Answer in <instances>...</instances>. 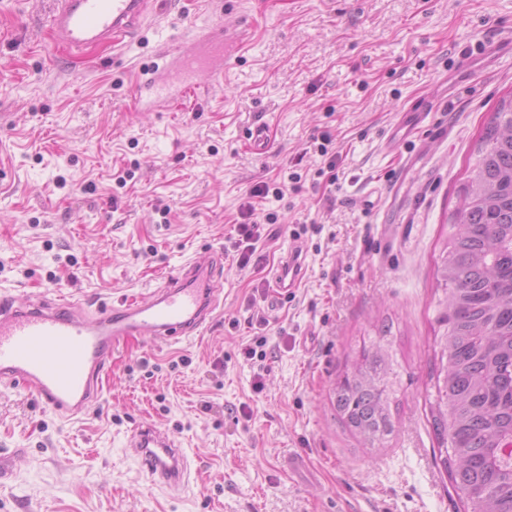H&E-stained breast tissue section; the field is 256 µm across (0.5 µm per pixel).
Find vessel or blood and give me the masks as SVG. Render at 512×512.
I'll use <instances>...</instances> for the list:
<instances>
[{
    "label": "vessel or blood",
    "instance_id": "obj_1",
    "mask_svg": "<svg viewBox=\"0 0 512 512\" xmlns=\"http://www.w3.org/2000/svg\"><path fill=\"white\" fill-rule=\"evenodd\" d=\"M158 8L156 0H54L47 17L52 40L70 51L109 42L120 44ZM248 28L241 18L215 19L180 46L166 50L167 74L149 69L136 87L139 100L167 110L205 90L199 80L223 78L239 57ZM303 249L293 246L275 274V286L288 293L303 276ZM222 254L206 263L190 262L157 287L148 299L120 306H97L82 314L71 300L17 304L0 292V386L33 393L56 416H84L100 396L101 374L112 350L130 336L188 338L209 321L219 305ZM152 481L182 484L190 476L182 448L150 423L133 428L126 438Z\"/></svg>",
    "mask_w": 512,
    "mask_h": 512
}]
</instances>
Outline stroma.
<instances>
[{
	"label": "stroma",
	"instance_id": "35a3bbf8",
	"mask_svg": "<svg viewBox=\"0 0 512 512\" xmlns=\"http://www.w3.org/2000/svg\"><path fill=\"white\" fill-rule=\"evenodd\" d=\"M52 2L0 9V284L91 313L220 251L223 306L188 340L121 343L80 419L0 387L14 474L0 512H463L425 405L433 269L478 137L512 97V51L481 53L512 32V0H162L123 45L78 55L47 35ZM226 13L260 23L231 74L194 108L134 106L142 66ZM424 101L426 126L387 154L402 112ZM263 185L285 193L252 197ZM375 185L380 201L363 209ZM248 200L274 219L241 268L229 248ZM295 241L306 275L279 297L271 271ZM384 321L398 425L371 452L329 393ZM260 337L257 364L242 349ZM142 422L180 442L189 485L139 474L125 441ZM291 456L302 475L281 471Z\"/></svg>",
	"mask_w": 512,
	"mask_h": 512
}]
</instances>
